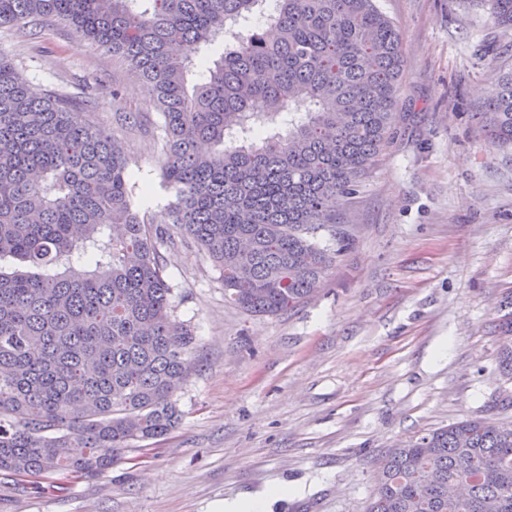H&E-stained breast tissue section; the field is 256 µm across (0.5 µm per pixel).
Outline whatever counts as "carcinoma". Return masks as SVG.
Returning <instances> with one entry per match:
<instances>
[{
  "label": "carcinoma",
  "instance_id": "obj_1",
  "mask_svg": "<svg viewBox=\"0 0 512 512\" xmlns=\"http://www.w3.org/2000/svg\"><path fill=\"white\" fill-rule=\"evenodd\" d=\"M488 2L512 30V0ZM255 15L276 39L237 31ZM60 22L142 81L175 192L160 216L141 212L115 136L68 93L33 95L0 58V259L37 269L0 271V472L93 477L179 421L172 397L195 336L170 314L156 246L167 225L218 265L243 310L303 303L349 241L336 205L385 142L404 59L376 0H0V27L20 38ZM225 35L234 45L190 84L192 55ZM299 101L306 119L270 133ZM476 116L512 144V69ZM86 256L104 271L76 268ZM501 327L511 381L512 311ZM466 481L467 501L448 496ZM366 512H512V428L468 419L392 449Z\"/></svg>",
  "mask_w": 512,
  "mask_h": 512
}]
</instances>
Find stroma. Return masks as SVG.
<instances>
[{"instance_id": "1", "label": "stroma", "mask_w": 512, "mask_h": 512, "mask_svg": "<svg viewBox=\"0 0 512 512\" xmlns=\"http://www.w3.org/2000/svg\"><path fill=\"white\" fill-rule=\"evenodd\" d=\"M402 34L404 68L385 144L339 220L351 238L307 302L253 316L192 242L159 243L172 311L196 340L174 395L176 428L124 449L94 477L54 473L33 489L0 474V512H366L386 452L480 417L512 424L499 370L501 305L512 295V146L476 112L512 67V31L483 0H378ZM0 55L31 92L94 94L86 121L132 158L133 199L157 213L163 118L127 64L73 27ZM120 99H113V87ZM142 110L121 126L120 111Z\"/></svg>"}]
</instances>
